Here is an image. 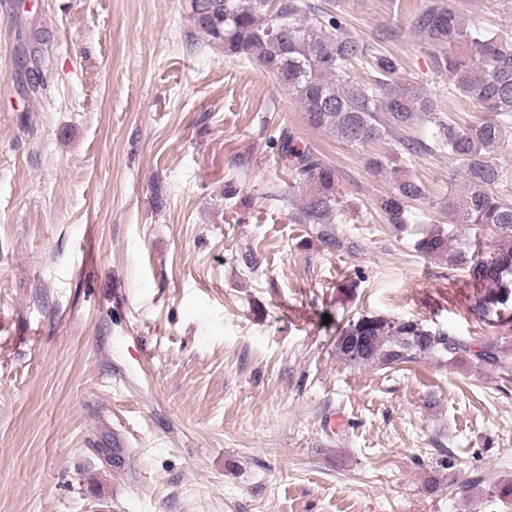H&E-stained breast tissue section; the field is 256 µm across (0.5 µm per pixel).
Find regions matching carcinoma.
Instances as JSON below:
<instances>
[{"instance_id": "1", "label": "carcinoma", "mask_w": 512, "mask_h": 512, "mask_svg": "<svg viewBox=\"0 0 512 512\" xmlns=\"http://www.w3.org/2000/svg\"><path fill=\"white\" fill-rule=\"evenodd\" d=\"M187 3L196 39L227 57L256 61L277 74L314 129L365 146L398 130L433 125L434 146L416 142L406 150L433 148L462 168L464 185L448 195V215L454 224L490 227L497 244L477 254L472 244L454 246L445 230L431 229L416 242V249L465 274L477 288L472 313L511 335L512 203L495 189L512 185V172L498 161V154L512 146V41L494 31L468 30L456 0H427L415 32L436 49L432 69L448 76L446 86L427 93L398 81L394 55L368 53L339 18L316 12L309 0H283L268 18L263 15L265 0ZM365 58L372 78L356 82L348 71ZM447 96L472 100L485 118L464 128L455 126L442 114ZM277 146L295 183L306 188L298 222L329 224L332 216H341L336 170L311 149L295 144L287 132L279 136ZM368 166L393 178V192L380 198L377 207L389 223H404L407 204L426 197L424 185L398 168L384 169L378 157L370 158ZM460 354L486 368L512 366V350L506 347L488 344L475 350L451 331L414 319L363 314L349 320L336 337V356L357 368L392 369L425 357L446 362Z\"/></svg>"}]
</instances>
